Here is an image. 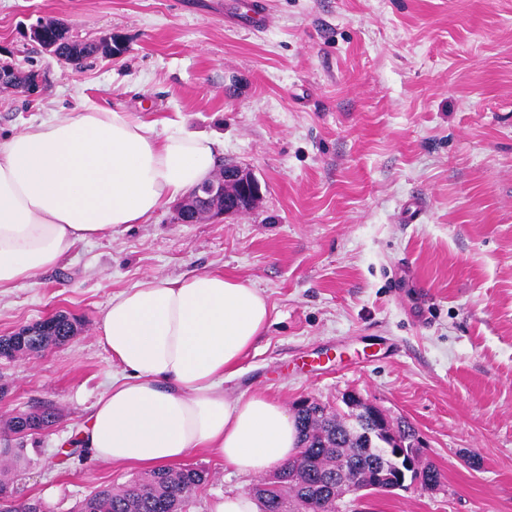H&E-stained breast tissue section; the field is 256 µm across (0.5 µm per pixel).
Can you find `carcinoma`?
<instances>
[{
	"label": "carcinoma",
	"instance_id": "carcinoma-1",
	"mask_svg": "<svg viewBox=\"0 0 512 512\" xmlns=\"http://www.w3.org/2000/svg\"><path fill=\"white\" fill-rule=\"evenodd\" d=\"M39 44L74 67L94 55L114 52L112 35L95 42L79 41L56 21L44 26ZM80 328V319L58 312L1 338L0 357L12 360L19 354L38 356L65 344ZM57 418L56 406L45 402L7 422L0 448V487L11 484V470L23 457L20 439L48 430ZM294 418L300 438L298 455L257 482L252 497L260 504V512H336V501L348 491L336 481V470L345 466L351 479L365 481L374 474L380 460L368 447L377 448L379 442L368 444L364 415L351 407L341 413L313 403L297 409ZM415 435L414 427L403 421L397 423L393 437L383 439V443L393 441L419 453L421 449L411 448ZM207 480L208 473L197 467L158 468L120 486L91 491L79 501L76 512H189L193 497Z\"/></svg>",
	"mask_w": 512,
	"mask_h": 512
}]
</instances>
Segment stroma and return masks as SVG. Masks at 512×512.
Here are the masks:
<instances>
[{"instance_id": "obj_1", "label": "stroma", "mask_w": 512, "mask_h": 512, "mask_svg": "<svg viewBox=\"0 0 512 512\" xmlns=\"http://www.w3.org/2000/svg\"><path fill=\"white\" fill-rule=\"evenodd\" d=\"M227 2L0 0V62L47 84L0 91V137L87 100L183 119L262 191L252 213L197 224L167 204L0 294V336L82 321L63 346L0 359V425L41 399L61 412L25 438L19 495L72 512L138 476L59 456L118 370L98 320L145 277L221 272L271 306L228 394L291 410L358 393L412 423L442 475L338 512H512V0H266L256 31ZM39 18L122 51L73 70L27 36ZM186 463L209 473L190 512L255 483L206 450Z\"/></svg>"}]
</instances>
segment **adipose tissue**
<instances>
[{"mask_svg":"<svg viewBox=\"0 0 512 512\" xmlns=\"http://www.w3.org/2000/svg\"><path fill=\"white\" fill-rule=\"evenodd\" d=\"M220 141L86 102L0 138V292L59 265L81 242L146 223L216 170ZM270 306L220 272L147 277L112 295L99 343L121 372L78 434L94 459L157 469L199 449L258 476L298 452L293 417L225 380L262 336Z\"/></svg>","mask_w":512,"mask_h":512,"instance_id":"obj_1","label":"adipose tissue"}]
</instances>
